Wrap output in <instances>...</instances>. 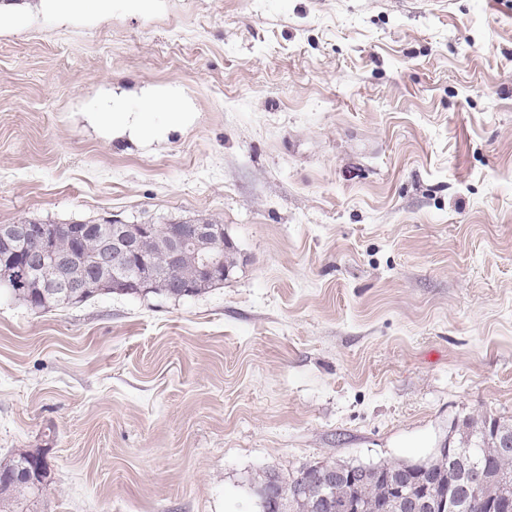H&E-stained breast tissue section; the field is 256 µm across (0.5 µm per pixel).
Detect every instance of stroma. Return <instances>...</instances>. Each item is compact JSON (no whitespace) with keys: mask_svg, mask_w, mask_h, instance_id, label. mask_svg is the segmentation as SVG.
Segmentation results:
<instances>
[{"mask_svg":"<svg viewBox=\"0 0 512 512\" xmlns=\"http://www.w3.org/2000/svg\"><path fill=\"white\" fill-rule=\"evenodd\" d=\"M4 2L0 224L209 221L239 256L180 299L0 288L32 512H258L254 474L512 418V0ZM165 93V139L90 119Z\"/></svg>","mask_w":512,"mask_h":512,"instance_id":"obj_1","label":"stroma"}]
</instances>
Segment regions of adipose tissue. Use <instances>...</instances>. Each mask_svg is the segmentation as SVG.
<instances>
[{
    "label": "adipose tissue",
    "instance_id": "1",
    "mask_svg": "<svg viewBox=\"0 0 512 512\" xmlns=\"http://www.w3.org/2000/svg\"><path fill=\"white\" fill-rule=\"evenodd\" d=\"M146 112H127L120 106L100 113V120L112 130L113 137L132 139L158 138L170 130L186 125L189 113L183 112L175 98L166 97L150 100Z\"/></svg>",
    "mask_w": 512,
    "mask_h": 512
}]
</instances>
